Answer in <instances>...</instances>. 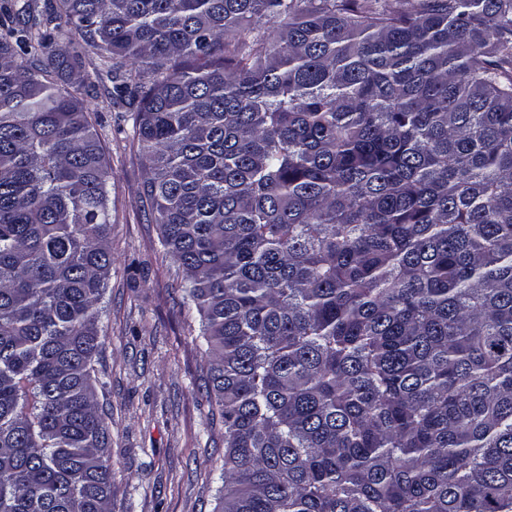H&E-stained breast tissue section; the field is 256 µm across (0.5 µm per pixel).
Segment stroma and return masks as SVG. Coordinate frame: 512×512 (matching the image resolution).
<instances>
[{
	"label": "stroma",
	"mask_w": 512,
	"mask_h": 512,
	"mask_svg": "<svg viewBox=\"0 0 512 512\" xmlns=\"http://www.w3.org/2000/svg\"><path fill=\"white\" fill-rule=\"evenodd\" d=\"M78 63L81 97L109 165L115 262L100 304L103 346L94 358L112 445V512H215L224 426L206 397L205 344L182 310V271L143 212L144 159L129 108L115 100L100 57L59 39Z\"/></svg>",
	"instance_id": "obj_1"
}]
</instances>
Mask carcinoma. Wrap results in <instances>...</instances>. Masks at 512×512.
Returning <instances> with one entry per match:
<instances>
[{"label": "carcinoma", "instance_id": "cac0c4a2", "mask_svg": "<svg viewBox=\"0 0 512 512\" xmlns=\"http://www.w3.org/2000/svg\"><path fill=\"white\" fill-rule=\"evenodd\" d=\"M0 512H112L109 172L135 104L224 425L219 512H512V0L0 6Z\"/></svg>", "mask_w": 512, "mask_h": 512}]
</instances>
